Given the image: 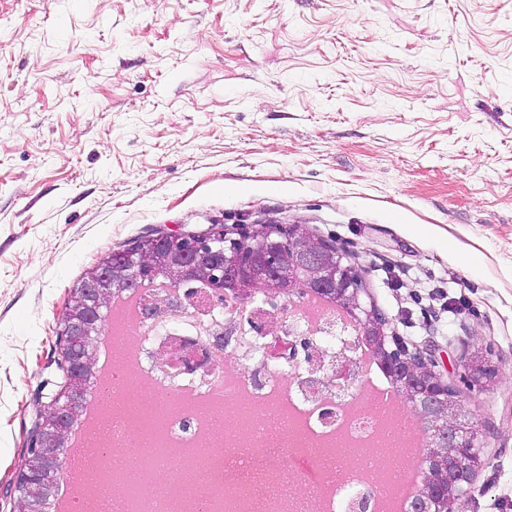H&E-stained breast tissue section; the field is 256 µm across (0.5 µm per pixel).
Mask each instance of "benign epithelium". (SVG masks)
<instances>
[{
    "label": "benign epithelium",
    "mask_w": 512,
    "mask_h": 512,
    "mask_svg": "<svg viewBox=\"0 0 512 512\" xmlns=\"http://www.w3.org/2000/svg\"><path fill=\"white\" fill-rule=\"evenodd\" d=\"M293 228L284 238L256 231L229 238L215 227L203 235L160 233L157 239L170 243L169 248L140 254L115 250L96 275L72 291L63 315L64 332L72 341L66 351L68 386L37 411L29 431L31 452L10 492L18 512H49L55 472L92 372V343L101 334L102 314L110 308L114 293L149 268L162 271L173 288H181L198 276L203 263L215 304L224 302L225 288L231 287L244 304L259 293L289 300L324 292L350 311L362 329L365 346L390 371L392 383L424 426L427 444L421 463L427 482L413 512H452V504L466 493L483 464L476 446L477 423L441 380L431 354L403 347L385 314L365 301L363 276L348 263L343 250L301 224Z\"/></svg>",
    "instance_id": "7a95c632"
}]
</instances>
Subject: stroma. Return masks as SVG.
I'll return each mask as SVG.
<instances>
[{"label": "stroma", "instance_id": "35a3bbf8", "mask_svg": "<svg viewBox=\"0 0 512 512\" xmlns=\"http://www.w3.org/2000/svg\"><path fill=\"white\" fill-rule=\"evenodd\" d=\"M256 223L433 345L481 426L453 510L512 512V0H0V512L87 271Z\"/></svg>", "mask_w": 512, "mask_h": 512}]
</instances>
